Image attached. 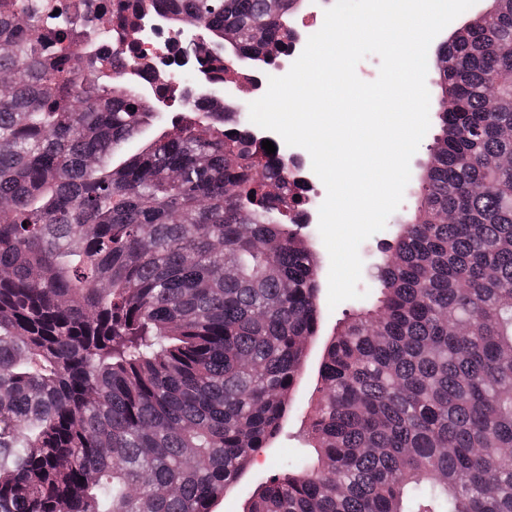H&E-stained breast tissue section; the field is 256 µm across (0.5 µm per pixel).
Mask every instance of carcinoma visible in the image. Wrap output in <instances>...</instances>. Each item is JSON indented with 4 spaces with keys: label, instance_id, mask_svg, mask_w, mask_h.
<instances>
[{
    "label": "carcinoma",
    "instance_id": "carcinoma-1",
    "mask_svg": "<svg viewBox=\"0 0 512 512\" xmlns=\"http://www.w3.org/2000/svg\"><path fill=\"white\" fill-rule=\"evenodd\" d=\"M484 2L437 49L452 108L416 203L322 350L315 455L243 512H512V0ZM59 4L0 0V512H213L323 320L312 196L238 118L237 64L279 74L300 0ZM148 17L204 27L218 110L191 73L143 77L125 30ZM129 66L180 104L171 129ZM183 92L191 98H207L220 100L224 96V89L216 85L203 71H196L190 85L183 88Z\"/></svg>",
    "mask_w": 512,
    "mask_h": 512
}]
</instances>
